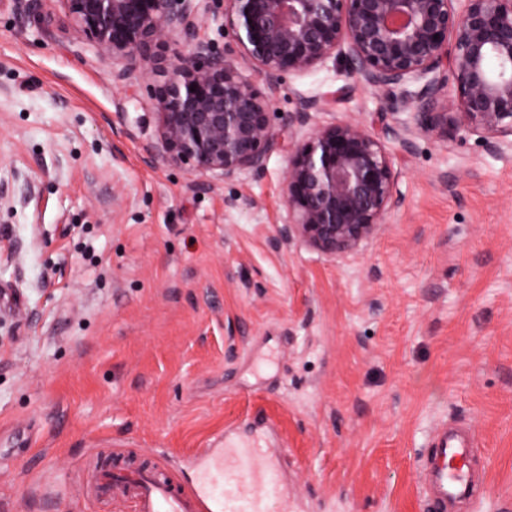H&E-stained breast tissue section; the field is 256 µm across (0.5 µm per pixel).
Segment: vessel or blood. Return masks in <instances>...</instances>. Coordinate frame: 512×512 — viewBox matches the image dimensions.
Returning <instances> with one entry per match:
<instances>
[{
    "label": "vessel or blood",
    "mask_w": 512,
    "mask_h": 512,
    "mask_svg": "<svg viewBox=\"0 0 512 512\" xmlns=\"http://www.w3.org/2000/svg\"><path fill=\"white\" fill-rule=\"evenodd\" d=\"M476 450L471 430L447 428L419 464L425 512H461L472 498ZM97 495L131 500L133 512H275L287 499L286 478L271 449L225 436L223 446L198 454V478L185 489L160 468L133 475L99 472Z\"/></svg>",
    "instance_id": "1"
}]
</instances>
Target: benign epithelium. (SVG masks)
Returning <instances> with one entry per match:
<instances>
[{"mask_svg": "<svg viewBox=\"0 0 512 512\" xmlns=\"http://www.w3.org/2000/svg\"><path fill=\"white\" fill-rule=\"evenodd\" d=\"M79 35L112 58V82L152 49L177 46L167 79L153 88L160 124L146 144L152 167L188 165L231 180L260 171L280 144L268 88L343 60L378 94L416 86L410 119L386 127L409 151L435 135L453 147L464 132L486 149L512 148V0H224V31L235 49L218 53L199 37L207 0H62ZM195 91H190V87ZM346 89L302 97L288 127L305 132L288 160V222L279 239H300L336 257L374 237L399 203V172L384 140L354 120L321 125Z\"/></svg>", "mask_w": 512, "mask_h": 512, "instance_id": "obj_1", "label": "benign epithelium"}]
</instances>
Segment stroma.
<instances>
[{
	"instance_id": "1",
	"label": "stroma",
	"mask_w": 512,
	"mask_h": 512,
	"mask_svg": "<svg viewBox=\"0 0 512 512\" xmlns=\"http://www.w3.org/2000/svg\"><path fill=\"white\" fill-rule=\"evenodd\" d=\"M155 53L113 84L61 0L26 18L0 0V512H129L87 494L93 470L158 462L188 488L232 425L278 449L279 512H424L417 460L455 422L484 472L466 512H502L512 154L386 138L400 202L359 251L327 257L278 239L287 147L232 180L145 163L173 49ZM341 87L317 123H393L329 62L283 80L275 126Z\"/></svg>"
}]
</instances>
